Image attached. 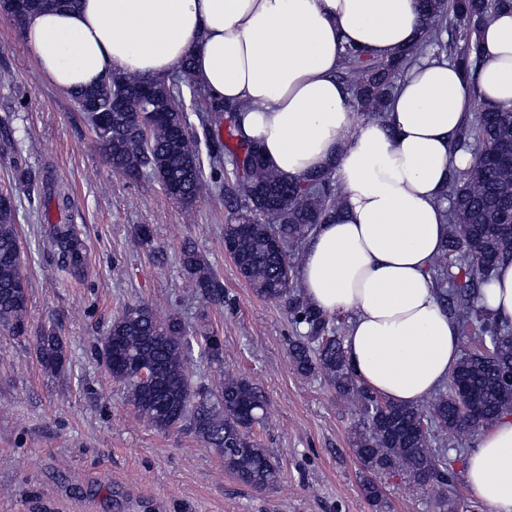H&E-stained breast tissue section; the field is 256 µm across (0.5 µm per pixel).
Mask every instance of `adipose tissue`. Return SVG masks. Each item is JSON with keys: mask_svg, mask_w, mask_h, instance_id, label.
Segmentation results:
<instances>
[{"mask_svg": "<svg viewBox=\"0 0 512 512\" xmlns=\"http://www.w3.org/2000/svg\"><path fill=\"white\" fill-rule=\"evenodd\" d=\"M420 36L417 0H79L37 14L24 38L61 94L112 71L149 79L191 58L215 101L238 107L242 132L275 169L300 179L334 170L337 214L310 235L297 277L323 313L349 314L344 347L382 398L418 404L460 359L459 328L429 267L447 226L440 194L472 156L456 138L473 99L512 106V11L480 31L484 63L468 87L445 60L401 80L388 116L357 120L336 79L345 47L389 59ZM512 325V260L484 290ZM464 480L491 512H512V414L487 424Z\"/></svg>", "mask_w": 512, "mask_h": 512, "instance_id": "1", "label": "adipose tissue"}]
</instances>
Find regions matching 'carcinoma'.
<instances>
[{
    "label": "carcinoma",
    "mask_w": 512,
    "mask_h": 512,
    "mask_svg": "<svg viewBox=\"0 0 512 512\" xmlns=\"http://www.w3.org/2000/svg\"><path fill=\"white\" fill-rule=\"evenodd\" d=\"M79 0H31L24 12H11L23 31L41 11L73 7ZM422 36L416 44L388 60L345 48L336 79L350 93L353 107L380 119L405 74L424 57L451 59L470 87L483 56L479 27L512 0H418ZM458 22L455 40L448 41V15ZM80 111L89 101L101 105L120 101L123 108L106 113L97 130L100 151L112 166L132 178L151 177L164 191L176 185V199L190 206L204 186V164L230 178L225 189L228 214L224 243L242 279L264 300L285 304L288 319L305 332L290 343V357L306 375L320 373L337 397L357 407L361 418L352 434L360 467L361 490L371 506L389 508L379 474L401 472L421 484L446 486L453 478L448 455L460 453L458 441L500 415L512 413V326L500 322L480 303L481 288L495 266L512 258V107L479 104L465 120L458 145L473 155L465 170L453 168L441 192L448 221V238L434 260L431 279L444 309L464 331L478 335L479 346L464 354L447 387L424 405L387 401L357 378L344 348V326L337 318L312 307L294 285L296 247L315 226L329 220L340 203L332 172H316L303 180L276 170L258 144L238 134V113L212 101L183 59L173 74L158 80L114 72L100 86L72 95ZM197 113L207 132L230 142L202 158L190 132L187 107ZM149 109L161 115L155 125L140 129L137 113ZM12 193L0 195V327L14 336L27 333L28 291L19 287L21 242ZM49 241L61 271L75 279L84 276L88 256L75 224H50ZM192 293L218 297L223 288L190 245L181 250ZM36 354L52 372L63 370L67 359L63 337L46 330L36 337ZM201 353L213 362L223 359V343L205 335ZM192 337L175 320L161 323L145 303L123 306L113 316L101 347L102 361L116 382L124 384L127 400L138 416L160 432L184 427L203 440L224 463V470L254 490L276 485L281 465L261 446L254 430L264 426L267 403L247 379L224 375L208 391L196 385L189 372ZM152 370L142 382L137 372Z\"/></svg>",
    "instance_id": "1"
}]
</instances>
